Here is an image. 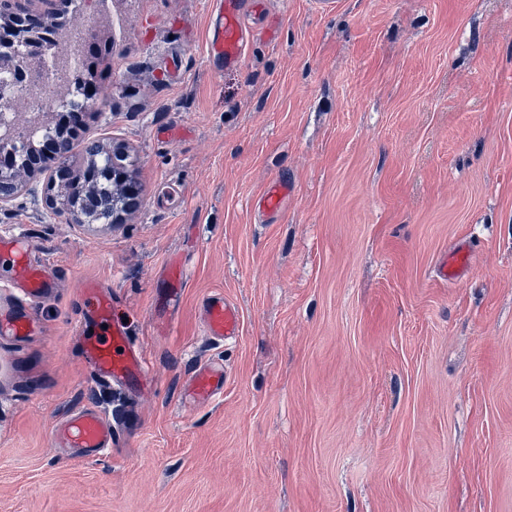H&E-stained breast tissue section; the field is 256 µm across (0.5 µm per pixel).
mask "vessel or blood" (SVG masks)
Here are the masks:
<instances>
[{
    "label": "vessel or blood",
    "mask_w": 512,
    "mask_h": 512,
    "mask_svg": "<svg viewBox=\"0 0 512 512\" xmlns=\"http://www.w3.org/2000/svg\"><path fill=\"white\" fill-rule=\"evenodd\" d=\"M267 0H208L210 13L217 24L205 43L207 56L214 62L235 67L242 63L254 32L245 22L247 13L263 12ZM290 186L285 181L271 182L255 201L256 209L268 216L280 215ZM30 244L24 237L0 238V290L7 298L8 310L0 314V334L17 340L33 334L36 320L32 305L52 293L57 286L55 276L32 268L28 262ZM471 253L466 246L442 254L437 262L440 277L457 280L470 270ZM84 294L90 296L93 307L79 322L80 330L88 326H108L110 336L101 340L87 335L84 353L99 380L124 385L143 386L149 380L148 369L141 351L128 339L125 331L112 322V296L95 283L85 284ZM204 322L209 336L221 342L239 336L241 314L233 302L216 293L204 306ZM226 376L223 369L210 365L198 366L190 380L188 394L194 401L205 404L224 394ZM112 419L94 407H85L57 424L53 430L56 444L75 448L86 457L105 455L112 450Z\"/></svg>",
    "instance_id": "1"
}]
</instances>
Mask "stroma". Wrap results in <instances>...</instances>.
Masks as SVG:
<instances>
[{
  "label": "stroma",
  "mask_w": 512,
  "mask_h": 512,
  "mask_svg": "<svg viewBox=\"0 0 512 512\" xmlns=\"http://www.w3.org/2000/svg\"><path fill=\"white\" fill-rule=\"evenodd\" d=\"M247 22L227 69L205 0H108L103 105L68 164L122 148L137 206L75 223L51 165L0 204V236L61 270L38 334L0 335V512H512V0H269ZM460 244L472 269L443 281ZM89 281L150 390L93 376ZM218 292L242 322L221 344ZM201 363L227 373L209 404L183 396ZM87 404L120 423L108 458L52 442ZM289 192L288 182L272 181L268 188L254 200V206L265 215L278 216L283 211ZM204 322L209 336L217 342L240 335V311L222 293H215L207 300L204 306Z\"/></svg>",
  "instance_id": "1"
}]
</instances>
